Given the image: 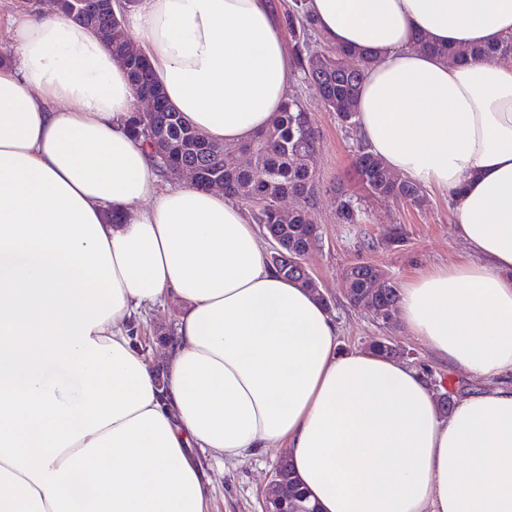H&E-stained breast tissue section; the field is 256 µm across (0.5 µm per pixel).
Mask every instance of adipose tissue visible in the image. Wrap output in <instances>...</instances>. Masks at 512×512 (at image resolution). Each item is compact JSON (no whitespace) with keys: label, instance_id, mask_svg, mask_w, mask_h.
Wrapping results in <instances>:
<instances>
[{"label":"adipose tissue","instance_id":"obj_1","mask_svg":"<svg viewBox=\"0 0 512 512\" xmlns=\"http://www.w3.org/2000/svg\"><path fill=\"white\" fill-rule=\"evenodd\" d=\"M328 44L377 57L362 137L447 192L463 262L398 293L404 329L489 390L443 413L426 374L343 352L326 306L268 262L219 190H161L99 36L22 10L0 55V512H206L200 460L286 448L320 512H512V0H307ZM167 105L218 144L269 125L294 60L269 0H136ZM464 48L439 58L416 39ZM181 306L158 372L129 326Z\"/></svg>","mask_w":512,"mask_h":512}]
</instances>
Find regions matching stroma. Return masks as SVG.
<instances>
[{
	"label": "stroma",
	"instance_id": "1",
	"mask_svg": "<svg viewBox=\"0 0 512 512\" xmlns=\"http://www.w3.org/2000/svg\"><path fill=\"white\" fill-rule=\"evenodd\" d=\"M291 90L302 96L321 135L311 166L319 180L312 213L322 239L309 255L308 264L330 303L342 349L364 348L371 339L386 337L409 352L412 365L427 368L435 378L445 379L448 387L462 386L475 392L486 389L487 381L436 360L424 344L400 325H379L366 309L351 306L345 295V271L359 260L380 268L400 287L434 267L467 259L466 247L452 233L447 195L427 191V204L420 209L402 200L367 198L363 201L367 211L365 223H339L337 185H344L355 194L360 191L353 166L356 142L336 114L326 110L315 86L296 76L291 81ZM396 227L402 231L400 242L384 243L385 234ZM367 233L376 238L375 247L362 246V237ZM179 313V305L171 302L149 311L132 328L139 350L154 369L164 367L162 339L173 333ZM284 454V449L273 447L235 465L204 460L210 480L208 512H262L272 473Z\"/></svg>",
	"mask_w": 512,
	"mask_h": 512
}]
</instances>
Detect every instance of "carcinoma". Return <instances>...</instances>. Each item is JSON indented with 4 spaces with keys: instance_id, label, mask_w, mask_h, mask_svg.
<instances>
[{
    "instance_id": "cac0c4a2",
    "label": "carcinoma",
    "mask_w": 512,
    "mask_h": 512,
    "mask_svg": "<svg viewBox=\"0 0 512 512\" xmlns=\"http://www.w3.org/2000/svg\"><path fill=\"white\" fill-rule=\"evenodd\" d=\"M288 30L296 40V55L305 78L320 81L327 101L326 109L334 112L342 126L355 131L358 126L356 102L360 84L366 70L375 63L370 53L359 54L360 64L349 66L343 50H328L320 55L303 53L309 35V14L306 0H293L286 18ZM135 87L155 88L148 61L127 63ZM162 131L173 156L205 170H220L224 174V192L245 203L261 194L272 197L264 211L252 212V218L267 235H281V251L289 260L268 256V261L285 277L302 287L316 292L312 279L301 273L293 264L297 259L306 262L308 255L319 242L318 226L314 224L311 208L317 194L319 180L316 172L297 156V151L316 152L319 135L307 107L297 97H291L284 109L277 113L270 125L256 132L249 139L235 144H215L206 140L198 131L185 125L170 108L154 114L134 113L127 128L145 145H150L148 129ZM354 165L359 183L370 198L403 199L421 207L425 196L421 187L389 172L384 163L367 151L362 141H357ZM294 197L301 204L288 211L277 203L283 198ZM336 214L343 224L364 223V211L342 187H336ZM369 268L366 262L352 264L346 272L348 299L351 304H365L372 316L386 323V308L397 303V288L390 283L378 295L362 287L361 273ZM288 479V495L298 501L311 503L306 492L294 476L290 462L282 464Z\"/></svg>"
}]
</instances>
